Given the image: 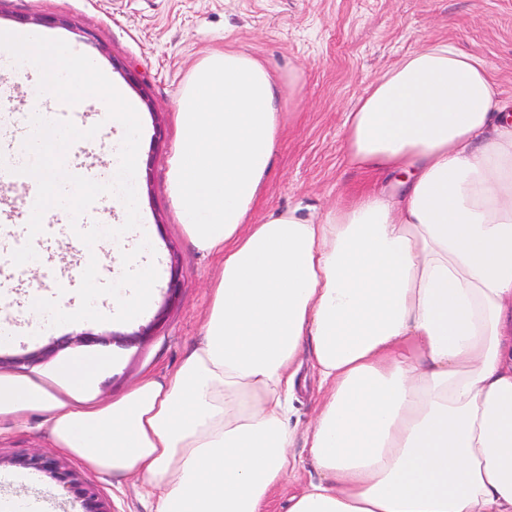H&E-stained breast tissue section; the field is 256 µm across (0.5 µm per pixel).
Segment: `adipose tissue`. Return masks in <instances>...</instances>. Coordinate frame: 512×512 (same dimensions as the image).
Here are the masks:
<instances>
[{
  "label": "adipose tissue",
  "instance_id": "1",
  "mask_svg": "<svg viewBox=\"0 0 512 512\" xmlns=\"http://www.w3.org/2000/svg\"><path fill=\"white\" fill-rule=\"evenodd\" d=\"M293 73L227 50L181 91L168 183L188 239L220 261L199 343L170 375L90 397L112 360L58 368L61 397L0 376V424L39 416L87 469L134 477L155 512H264L272 488L314 469L288 512H512V105L486 60L451 41L406 54L344 114L350 162L402 174L324 212L251 214L271 171ZM112 246L54 325L147 311L154 260L129 203ZM310 366L321 396L299 424ZM303 453H296V446Z\"/></svg>",
  "mask_w": 512,
  "mask_h": 512
}]
</instances>
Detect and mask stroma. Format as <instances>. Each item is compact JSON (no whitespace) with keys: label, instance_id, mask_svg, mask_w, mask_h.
Listing matches in <instances>:
<instances>
[{"label":"stroma","instance_id":"35a3bbf8","mask_svg":"<svg viewBox=\"0 0 512 512\" xmlns=\"http://www.w3.org/2000/svg\"><path fill=\"white\" fill-rule=\"evenodd\" d=\"M29 29L61 39L88 56L123 86L140 114L141 164L134 184L147 254L159 269L158 291L143 316L101 326L93 334H130L150 321L153 336L125 347L108 345L112 368L91 390L114 398L146 378L173 373L200 340L218 272L216 258L198 253L173 206L167 180L176 137V112L193 68L217 50L251 54L273 73L294 70L299 92L283 97L282 127L273 170L252 217L304 201L326 210L378 188L392 193L394 179L353 166L344 152L343 114L368 86L402 57L440 39L483 57L504 99H512V0H0V31ZM115 130L101 131L80 147L75 160L97 167L104 183L116 175ZM181 289L165 306L170 268ZM164 318H157V311ZM71 327L0 350L4 375L26 376L61 391L55 368L71 349L37 365L12 359L70 335ZM34 451L53 456L91 487L112 512H150L138 480L99 476L49 440L39 418L0 427V491L54 490L62 512H82V502L49 475L15 465Z\"/></svg>","mask_w":512,"mask_h":512}]
</instances>
